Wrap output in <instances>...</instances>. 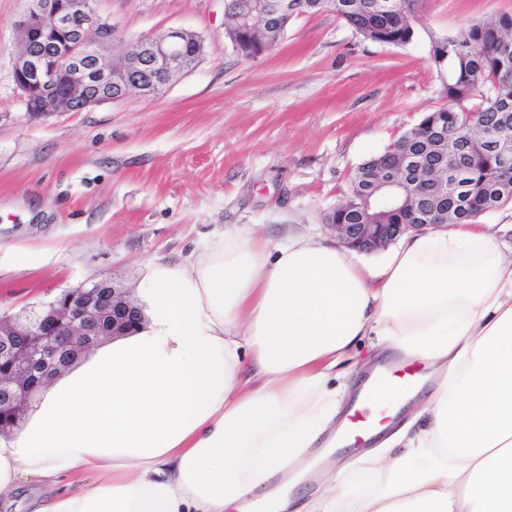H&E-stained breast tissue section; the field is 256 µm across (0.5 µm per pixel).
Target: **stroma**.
Returning <instances> with one entry per match:
<instances>
[{"label":"stroma","mask_w":512,"mask_h":512,"mask_svg":"<svg viewBox=\"0 0 512 512\" xmlns=\"http://www.w3.org/2000/svg\"><path fill=\"white\" fill-rule=\"evenodd\" d=\"M124 42L179 27L205 52L156 98L27 112L12 71L27 0H0V316L109 277L144 304L157 264L224 233L334 239L322 220L351 171L445 104L431 41L512 14V0H420L404 47L329 12L241 59L224 0H95Z\"/></svg>","instance_id":"35a3bbf8"}]
</instances>
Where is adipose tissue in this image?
<instances>
[{
    "instance_id": "obj_1",
    "label": "adipose tissue",
    "mask_w": 512,
    "mask_h": 512,
    "mask_svg": "<svg viewBox=\"0 0 512 512\" xmlns=\"http://www.w3.org/2000/svg\"><path fill=\"white\" fill-rule=\"evenodd\" d=\"M479 221L375 268L316 235L228 232L158 265L151 321L48 383L0 438V504L33 512H512V262ZM372 339L422 362L379 395L368 480L293 490L342 432L341 366Z\"/></svg>"
}]
</instances>
